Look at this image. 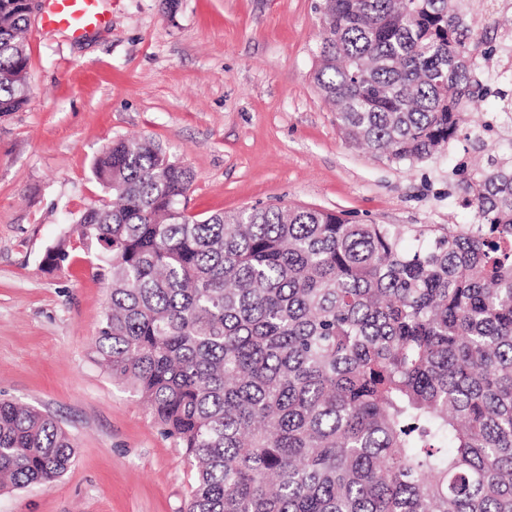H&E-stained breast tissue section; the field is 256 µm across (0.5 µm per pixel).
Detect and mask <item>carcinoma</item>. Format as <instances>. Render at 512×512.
<instances>
[{"instance_id": "obj_1", "label": "carcinoma", "mask_w": 512, "mask_h": 512, "mask_svg": "<svg viewBox=\"0 0 512 512\" xmlns=\"http://www.w3.org/2000/svg\"><path fill=\"white\" fill-rule=\"evenodd\" d=\"M314 79L353 143L425 162L459 137L464 225L270 205L187 214L151 139L93 164L115 203L76 242L110 294L93 352L192 464L185 512H512V0H323ZM29 17L0 0V114L29 101ZM75 442L0 399V491L52 486Z\"/></svg>"}]
</instances>
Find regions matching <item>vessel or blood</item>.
Returning <instances> with one entry per match:
<instances>
[{
  "label": "vessel or blood",
  "mask_w": 512,
  "mask_h": 512,
  "mask_svg": "<svg viewBox=\"0 0 512 512\" xmlns=\"http://www.w3.org/2000/svg\"><path fill=\"white\" fill-rule=\"evenodd\" d=\"M108 22L101 0H43L40 12L41 27L62 29L75 38L103 28Z\"/></svg>",
  "instance_id": "b4317fda"
}]
</instances>
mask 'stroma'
Here are the masks:
<instances>
[{"instance_id": "stroma-1", "label": "stroma", "mask_w": 512, "mask_h": 512, "mask_svg": "<svg viewBox=\"0 0 512 512\" xmlns=\"http://www.w3.org/2000/svg\"><path fill=\"white\" fill-rule=\"evenodd\" d=\"M320 0H103L76 39L29 26L30 100L0 116V398L73 437L53 487L0 493V512H183L191 474L130 390L96 362L108 290L73 248L43 265L72 217L107 201L92 173L112 140L149 137L194 174L187 210L290 205L356 224H465L449 168L467 142L396 165L353 146L314 82Z\"/></svg>"}]
</instances>
